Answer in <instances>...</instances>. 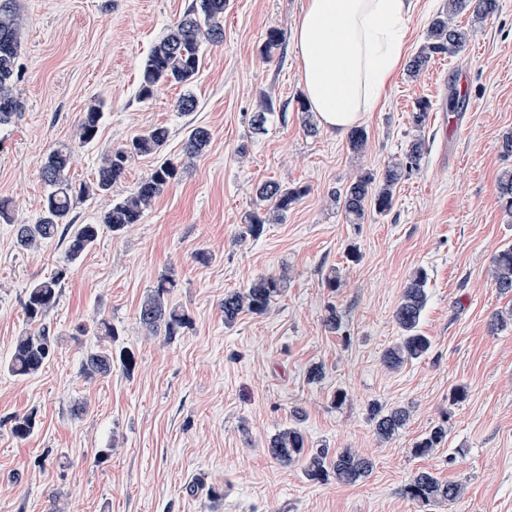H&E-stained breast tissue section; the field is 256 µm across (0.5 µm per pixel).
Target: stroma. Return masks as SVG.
Returning <instances> with one entry per match:
<instances>
[{"label":"stroma","mask_w":512,"mask_h":512,"mask_svg":"<svg viewBox=\"0 0 512 512\" xmlns=\"http://www.w3.org/2000/svg\"><path fill=\"white\" fill-rule=\"evenodd\" d=\"M306 2L230 0L222 42L201 48L197 108L183 113L179 88L159 85L146 100L138 88L149 51L192 0H10L22 74L21 109L0 128V199L11 206L10 221H0V512H512V299L491 275L512 244V213L497 193L507 165L499 142L512 132V0L486 18L458 17L471 36L457 57L435 58L416 80L399 68L359 123L360 153L347 134L304 127L293 25ZM274 28L282 44L263 55ZM462 73L467 109L454 113L448 97ZM267 98L273 110L254 130L250 118ZM421 99L431 108L419 169L397 184L387 213L349 223L332 191L403 158ZM98 100V135L80 145L78 126ZM158 125L170 130L162 156L177 167L175 182L120 233L102 218L154 157L135 158L110 191L75 204L70 220L100 230L45 319L59 348L37 375H12L7 363L29 328L27 291L66 252L60 237L28 250L16 242L19 225L41 214L46 156L66 149L68 179L91 186L107 154ZM196 126L211 140L192 156L185 141ZM270 180L304 193L281 223L241 239L255 189ZM200 251L208 263L196 260ZM419 268L428 276L420 329L432 347L392 370L382 354L400 336L394 311ZM331 272L338 288L325 283ZM263 275L281 277V296L266 314L225 324V292ZM164 276L176 282L170 303L192 318L169 340L137 319ZM331 305L343 316L338 334L324 327ZM498 314L507 323L491 329ZM103 318L118 331L113 350L136 352L133 374L83 375ZM314 363L325 371L318 384L306 379ZM77 404L86 407L79 416ZM375 405L409 412L389 441L374 434ZM30 411L35 431L15 438L12 418ZM295 424L309 451L354 449L371 460L370 475L314 482L279 464L268 442ZM438 424L446 440L415 455V441ZM103 448L108 458H98ZM422 470L461 484V497L407 498L404 486ZM213 487L222 498L209 499Z\"/></svg>","instance_id":"1"}]
</instances>
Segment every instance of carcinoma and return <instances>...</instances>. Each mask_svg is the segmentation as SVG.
<instances>
[{"mask_svg":"<svg viewBox=\"0 0 512 512\" xmlns=\"http://www.w3.org/2000/svg\"><path fill=\"white\" fill-rule=\"evenodd\" d=\"M228 0H195L183 18L169 33L150 50L142 69L139 96L147 99L161 83L185 88L176 101L177 110L189 113L196 108V99L188 91L198 73L202 43H220L224 35V11ZM498 9V0H448V4L430 22L425 43L410 61L407 72L412 78L418 77L437 55L455 56L465 47L469 32L453 23V19L470 11L479 17H487ZM19 41L17 23L11 7L0 5V127L8 125L20 109L15 86L19 80ZM429 103L419 101L411 112V121L419 135L410 143L405 160L387 165L381 177L371 171H363L340 191L333 193V200L344 211L351 224L363 223L366 214L373 210L379 214L389 211L393 203L395 186L404 173L417 169L426 152V142L420 131L428 117ZM103 104H91L79 125V141L92 143L99 130ZM170 132L165 126H155L146 133L132 138L123 146L106 156L98 171L95 190L106 192L112 189L124 175L128 161L135 156L158 154L168 141ZM208 129L197 127L189 132L186 149L188 154L202 152L210 143ZM69 163L66 151L54 150L46 157L41 177L47 186L43 199L41 217L35 224H23L17 231V243L28 249L43 240L62 235L68 238V248L63 260L46 278L37 281L28 290L24 302L27 321L38 328L17 338L14 351L7 364V370L16 376H32L42 370L58 344V337L51 335L42 324L47 313L55 307L60 288L72 274L75 261L89 249L98 237L96 224H68L66 218L76 201L87 196L86 186L75 187L66 178ZM176 167L169 161L160 162L125 197L112 204L105 213L102 223L112 232H120L130 224L138 223L154 200L175 180ZM498 197L506 210L512 211V168L501 171L497 180ZM258 208L246 217L240 238H258L267 224L281 221L290 207L303 194V189H289L276 182L258 185L255 190ZM492 279L499 293L512 296V245L501 249L494 257ZM169 277L160 280L157 288L140 305L137 311L139 323L150 333H164L167 338L179 335L192 324L187 310L170 304L165 295L174 287ZM427 273L419 268L408 279L398 306L394 312L395 321L401 330L398 342L390 346L383 357L391 368L419 359L431 348V340L420 330V319L427 302ZM282 293V280L276 276H262L248 287L228 291L224 294V323L231 324L237 317L249 312L265 314L274 300ZM95 335L104 339L105 344L90 350L82 361V372L90 378L106 377L112 369L119 368L130 374L137 360L129 349L112 351V339L118 336L117 329L107 319L95 325ZM376 435L387 440L402 427L408 411L396 408L389 411L379 406L371 408ZM37 415L31 411L14 417L12 434L18 439L27 438L36 428ZM446 438V430L437 426L414 444L418 456L431 454ZM270 455L281 465L288 467L303 463L305 476L316 482L334 478L343 484H353L366 477L372 469V462L350 449L343 448L334 453L322 448L315 453L305 452V437L297 426H290L276 434L268 443ZM406 497L422 503L432 501H455L462 493V486L451 481H442L429 471L415 474L405 485Z\"/></svg>","mask_w":512,"mask_h":512,"instance_id":"carcinoma-1","label":"carcinoma"}]
</instances>
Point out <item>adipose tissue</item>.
Returning <instances> with one entry per match:
<instances>
[{"mask_svg":"<svg viewBox=\"0 0 512 512\" xmlns=\"http://www.w3.org/2000/svg\"><path fill=\"white\" fill-rule=\"evenodd\" d=\"M410 0H308L293 37L307 103L345 132L372 111L407 50Z\"/></svg>","mask_w":512,"mask_h":512,"instance_id":"ef3b65f1","label":"adipose tissue"}]
</instances>
